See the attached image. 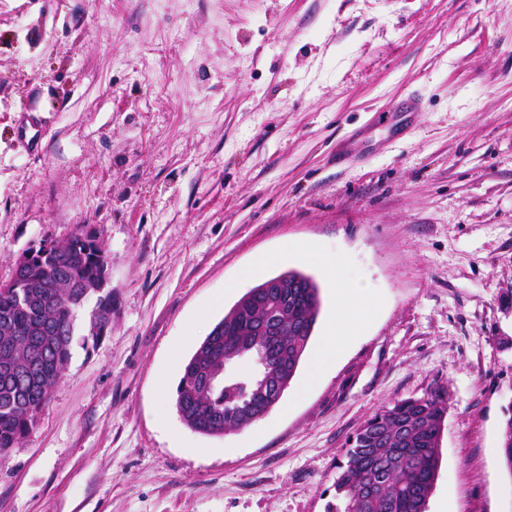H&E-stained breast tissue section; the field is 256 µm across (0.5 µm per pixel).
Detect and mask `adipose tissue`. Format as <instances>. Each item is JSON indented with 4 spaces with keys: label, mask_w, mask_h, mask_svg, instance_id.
<instances>
[{
    "label": "adipose tissue",
    "mask_w": 512,
    "mask_h": 512,
    "mask_svg": "<svg viewBox=\"0 0 512 512\" xmlns=\"http://www.w3.org/2000/svg\"><path fill=\"white\" fill-rule=\"evenodd\" d=\"M302 252L327 272L335 287L336 305L325 335L311 357L305 386L314 385L321 373L335 360L344 342L355 335L371 314L372 303L358 292L357 283L346 274L342 262L332 255L319 254L311 247Z\"/></svg>",
    "instance_id": "ef3b65f1"
}]
</instances>
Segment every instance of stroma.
<instances>
[{
    "label": "stroma",
    "instance_id": "obj_1",
    "mask_svg": "<svg viewBox=\"0 0 512 512\" xmlns=\"http://www.w3.org/2000/svg\"><path fill=\"white\" fill-rule=\"evenodd\" d=\"M80 224L112 328L80 318L0 512H326L359 426L439 385L427 512H512V0H0V284ZM290 244L340 256L373 314L312 388L194 433L157 386L201 309L296 269L321 341L334 291Z\"/></svg>",
    "mask_w": 512,
    "mask_h": 512
}]
</instances>
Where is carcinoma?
I'll return each instance as SVG.
<instances>
[{
  "mask_svg": "<svg viewBox=\"0 0 512 512\" xmlns=\"http://www.w3.org/2000/svg\"><path fill=\"white\" fill-rule=\"evenodd\" d=\"M79 224L63 240L27 249L30 259L0 284V463L35 429L52 388L71 360L77 313L90 307L89 335L112 328V289L102 287L107 256L103 231ZM321 305L309 275L288 270L249 289L202 340L183 367L174 407L192 431L222 437L267 415L281 400L304 359ZM281 307L276 336H254L265 354L266 374L279 379L278 394L254 413L241 410L252 375H232L211 388L207 378L237 360L236 344ZM448 390L397 399L377 410L352 437L333 483L327 512H427L440 458V433ZM503 455L512 473V401L504 407Z\"/></svg>",
  "mask_w": 512,
  "mask_h": 512,
  "instance_id": "carcinoma-1",
  "label": "carcinoma"
}]
</instances>
